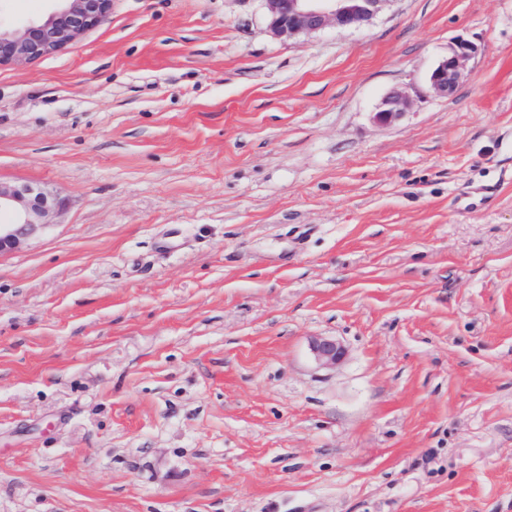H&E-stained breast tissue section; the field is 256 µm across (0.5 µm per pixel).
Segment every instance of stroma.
I'll return each instance as SVG.
<instances>
[{
    "mask_svg": "<svg viewBox=\"0 0 512 512\" xmlns=\"http://www.w3.org/2000/svg\"><path fill=\"white\" fill-rule=\"evenodd\" d=\"M0 180L62 206L0 255V512H512V0H112L0 66ZM272 33L293 39L325 29H359L391 0H262ZM476 53V47L468 41L459 40L441 59L429 76V87L436 96L452 94L464 76L467 61ZM411 94L406 88H396L386 95L373 113L379 124H390L399 119L411 106ZM310 351L314 360L326 368L336 367L346 355L345 347L330 336L314 337L310 342Z\"/></svg>",
    "mask_w": 512,
    "mask_h": 512,
    "instance_id": "1",
    "label": "stroma"
}]
</instances>
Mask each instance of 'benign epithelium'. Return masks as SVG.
I'll list each match as a JSON object with an SVG mask.
<instances>
[{"mask_svg": "<svg viewBox=\"0 0 512 512\" xmlns=\"http://www.w3.org/2000/svg\"><path fill=\"white\" fill-rule=\"evenodd\" d=\"M46 16L21 29H0V65H22L64 49L97 25L110 11L112 0H53ZM272 33L293 39L325 29H359L368 24L391 0H262ZM476 47L459 40L441 59L429 76V87L437 96L452 94L464 76L467 61ZM411 94L396 88L386 95L373 112L379 124L399 119L411 106ZM61 210L57 197L31 183L0 182V255L20 248L44 228L56 223ZM314 360L333 368L346 355L345 347L334 337L317 336L310 342Z\"/></svg>", "mask_w": 512, "mask_h": 512, "instance_id": "benign-epithelium-1", "label": "benign epithelium"}]
</instances>
